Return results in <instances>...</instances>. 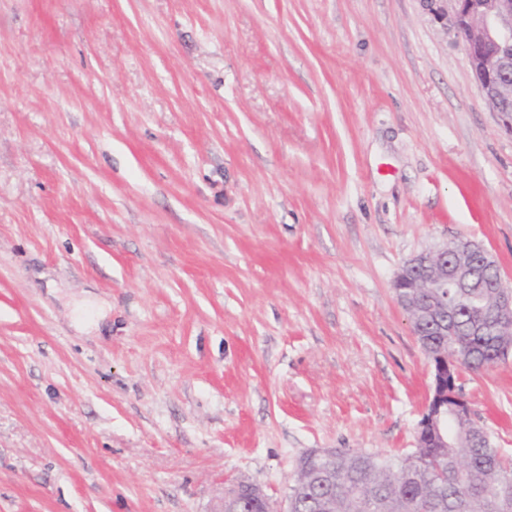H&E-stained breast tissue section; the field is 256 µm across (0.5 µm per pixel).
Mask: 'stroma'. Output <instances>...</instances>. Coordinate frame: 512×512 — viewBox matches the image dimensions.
Returning <instances> with one entry per match:
<instances>
[{
	"label": "stroma",
	"instance_id": "obj_1",
	"mask_svg": "<svg viewBox=\"0 0 512 512\" xmlns=\"http://www.w3.org/2000/svg\"><path fill=\"white\" fill-rule=\"evenodd\" d=\"M453 0H0V512L274 504L402 457L411 256L512 282V121ZM459 384L512 457V358Z\"/></svg>",
	"mask_w": 512,
	"mask_h": 512
}]
</instances>
